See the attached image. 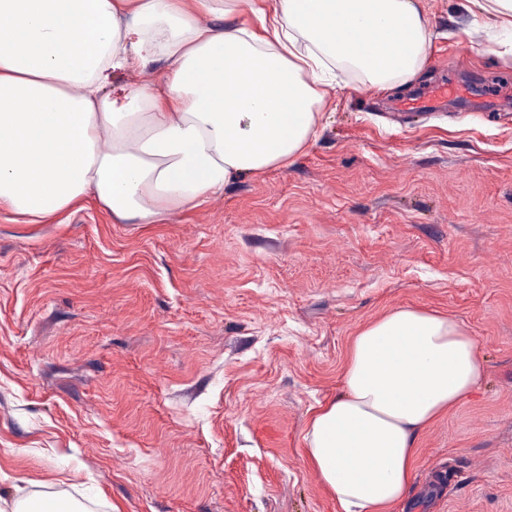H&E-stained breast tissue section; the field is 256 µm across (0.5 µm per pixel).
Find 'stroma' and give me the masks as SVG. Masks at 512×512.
Masks as SVG:
<instances>
[{
	"label": "stroma",
	"instance_id": "1",
	"mask_svg": "<svg viewBox=\"0 0 512 512\" xmlns=\"http://www.w3.org/2000/svg\"><path fill=\"white\" fill-rule=\"evenodd\" d=\"M408 84L340 71L288 167L157 224L0 206V497L89 512H337L303 434L350 342L402 306L462 322L479 387L418 437L403 512H512V55L472 0H417ZM450 79L464 99L404 112ZM1 512H85L79 502L58 495L20 496L11 502L0 498Z\"/></svg>",
	"mask_w": 512,
	"mask_h": 512
}]
</instances>
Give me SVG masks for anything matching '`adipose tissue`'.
<instances>
[{
  "instance_id": "1",
  "label": "adipose tissue",
  "mask_w": 512,
  "mask_h": 512,
  "mask_svg": "<svg viewBox=\"0 0 512 512\" xmlns=\"http://www.w3.org/2000/svg\"><path fill=\"white\" fill-rule=\"evenodd\" d=\"M431 22L414 0H0V205L36 224L91 200L155 224L313 140L334 66L413 80ZM164 64L107 92L114 72ZM484 356L457 320L398 307L354 336L304 432L339 512H392L418 434L472 393Z\"/></svg>"
}]
</instances>
